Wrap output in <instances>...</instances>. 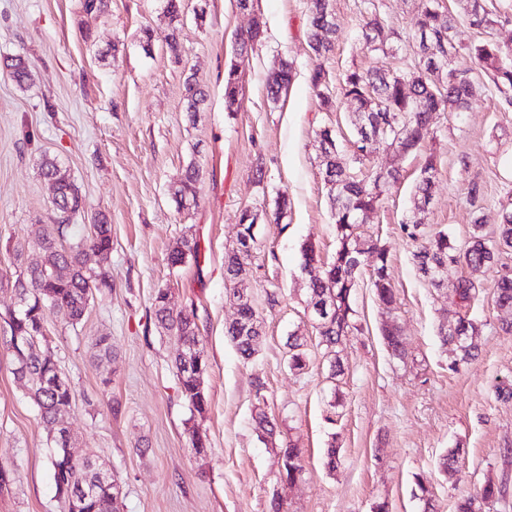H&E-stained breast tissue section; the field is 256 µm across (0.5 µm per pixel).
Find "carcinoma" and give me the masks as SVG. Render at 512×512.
Instances as JSON below:
<instances>
[{
  "mask_svg": "<svg viewBox=\"0 0 512 512\" xmlns=\"http://www.w3.org/2000/svg\"><path fill=\"white\" fill-rule=\"evenodd\" d=\"M511 10L512 5L498 9L489 7L486 0H466V20L483 34L480 40L467 47V53L498 93L499 103L506 112L512 110V47L500 44L493 31L509 21ZM165 12L169 19L167 29L159 37L149 30L143 31V49L150 51L154 41L159 40L170 57L179 62L181 0H166ZM360 25L365 31L366 47L372 52L386 53L388 40L398 37L397 32L387 28L386 20L377 11L373 0H368V6L361 13ZM454 27V16L440 5L439 0H421L411 18V29L419 37L411 64L386 70L351 69L344 75L337 95L332 93L331 75L323 63L314 65L309 73V83L320 108L331 112L336 108V100L341 99L352 111L353 124L351 153L347 158L337 150L330 129L317 132L334 148L331 160L324 163V180L328 186L332 220L336 224V249L331 257L325 259L311 243H304L300 248L302 271L312 267L321 271L320 275L309 280L307 302L319 297L333 306L330 319L318 326L321 343L330 356L337 355V345L356 329L353 322L354 290L363 257L372 259L374 264L372 287L377 301L388 309L395 301V291L388 275L387 249L376 240L362 241L356 234L358 225L365 223L377 209L386 188L400 179L398 168L374 163L371 145L367 142L368 134L376 132L381 140L396 146L404 155L418 151L434 138L432 114L466 110L483 88L468 72L451 68L454 52L448 50V38L453 36ZM336 32L330 0H311L308 46L316 58H324L332 51ZM0 68L21 88L32 81L29 65L19 56L3 60ZM293 76L292 65L285 62L269 78L268 94L273 101H278L282 91L288 89ZM241 90L240 62L232 60L224 67L225 112L236 111ZM184 100L186 111L192 118L206 100L192 74L184 81ZM39 169L43 179L55 189L52 200L54 223L43 228L37 239L38 248L44 254L43 261L26 266L12 282L18 299L16 308L6 312L4 322L9 328L8 348L14 347L13 341L17 338L30 343V347L24 350V368L19 377L27 380L30 397L41 419L52 425L73 410L75 395L70 387L53 388L49 385L60 366L49 346L46 332L39 333L37 329L45 327L52 312L60 314L73 327L80 324L96 294L112 288L108 267L112 227L99 221L91 225L88 235L72 243L67 241L71 225L62 222L60 214L80 212L84 208L82 195L68 170L56 159L43 157ZM422 172L425 177L418 183L417 199L428 202L438 173L433 154L425 156ZM199 182L200 170L191 164L179 179L176 192L196 198ZM468 195L475 218L470 238L463 248L456 245L444 230L427 233L417 224H401L403 235L409 241L419 243L414 251V262L422 277L435 278L438 268L444 265L468 268V274L451 284L461 303L467 306L479 295L475 274L482 267L495 263L500 253L512 249V209L505 204L501 206V221L491 240L484 234L483 194L478 182L471 183ZM89 252L100 257L95 268L86 266L85 257ZM197 253L198 243L182 237L170 249L168 263L173 268L181 266L188 257ZM250 257L251 254L234 247L227 249L224 254L225 279L236 280L240 266ZM165 295L163 289L154 294V317L162 329L190 351L198 343L194 312H173L164 304ZM494 303L500 309L512 308V274H505L498 281ZM241 316L242 321L226 326L224 335L240 357L248 361L260 346L262 333L255 328L259 315L254 305H244ZM477 332V323L466 314L459 317L455 325L440 331L442 343L454 345L456 358L451 367L475 358L472 339ZM381 335L391 357L400 360L406 357V344L396 323L383 327ZM288 348L290 366L295 370L304 369L307 354L301 337L296 334L288 337ZM112 355L110 337H98L94 343L95 359L109 361ZM175 365L182 395L192 410L204 413L208 407V396L202 375L207 373L208 363H202L199 374L188 370L182 359H175ZM58 447L59 444H53L51 475L67 512H120V501L111 493L93 491L99 481L101 464L89 454L72 463L56 451ZM281 456V482L291 485L303 471L301 449L290 442L281 448ZM497 493V486L488 483L479 494L458 499L455 512H482V506Z\"/></svg>",
  "mask_w": 512,
  "mask_h": 512,
  "instance_id": "1",
  "label": "carcinoma"
}]
</instances>
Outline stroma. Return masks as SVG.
Wrapping results in <instances>:
<instances>
[{
    "mask_svg": "<svg viewBox=\"0 0 512 512\" xmlns=\"http://www.w3.org/2000/svg\"><path fill=\"white\" fill-rule=\"evenodd\" d=\"M310 0H258L263 39L241 64L242 91L234 114L224 110V66L249 15L235 0H182V63L161 45L144 53V29L163 32L164 0H109L101 13L85 0H0V59L20 55L33 80L19 88L0 71V316L14 306L8 280L25 259L38 258L39 225L51 223L52 191L38 172L48 155L65 167L83 199L72 236L104 219L112 226V286L97 294L75 327L49 315L51 346L75 394L68 426L79 450L94 452L122 487L121 512H270L273 496L288 512H423L416 477L427 479L435 512H455L462 494L487 483L499 492L483 512H512V399L498 397L512 383V336L499 325L512 312L496 308L493 289L512 253L477 273L480 293L462 307L451 289L419 277L414 244L400 224L410 213L424 155L394 159L373 146L383 165L398 164L399 181L384 193L364 238L389 251L393 309L380 306L363 266L355 290L357 331L339 347L343 365L332 376L330 358L307 308V275L300 246L322 256L336 248L323 180L317 129L333 130L349 150L351 116L324 112L310 87L315 64L307 41ZM338 30L325 62L333 78L349 68L397 66L367 50L358 29L361 0H331ZM294 79L279 102L267 97L266 79L281 61ZM194 71L208 93L196 121L185 112L184 80ZM432 148L438 175L426 212L427 230H445L457 245L471 232L467 188L483 182L486 231H495L502 203L512 199V112L485 90L464 112L435 114ZM203 173L198 203L177 210L172 187L188 164ZM263 181H256V172ZM287 193L291 208L275 219L274 200ZM260 216L258 246L242 279L265 336L243 361L224 335L235 317L224 280V252L237 238L241 209ZM198 255L179 268L168 264L181 237ZM167 289L173 310H191L209 363L204 414L193 413L178 382L179 346L161 334L151 303ZM276 293L269 304L268 293ZM467 314L479 326L476 359L452 366L441 328ZM396 320L407 356H389L380 328ZM0 319V466L13 481L0 487V512H66L50 473L51 434L13 373L15 360ZM305 343L307 366L290 369L288 337ZM110 336L114 356L97 362L92 345ZM277 424L269 438L254 416ZM207 440L196 454L190 428ZM303 451V472L291 486L280 480V449ZM340 450L336 470L324 465L328 444ZM460 451L461 471L445 475L439 462Z\"/></svg>",
    "mask_w": 512,
    "mask_h": 512,
    "instance_id": "stroma-1",
    "label": "stroma"
}]
</instances>
